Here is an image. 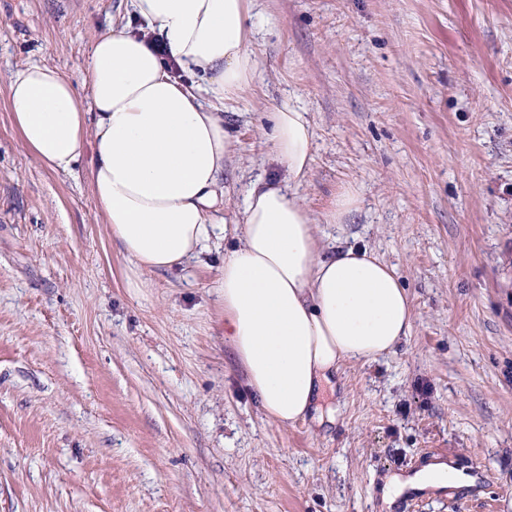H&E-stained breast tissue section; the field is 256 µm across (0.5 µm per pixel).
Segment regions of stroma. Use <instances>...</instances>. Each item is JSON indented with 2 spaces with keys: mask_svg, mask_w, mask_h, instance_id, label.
<instances>
[{
  "mask_svg": "<svg viewBox=\"0 0 512 512\" xmlns=\"http://www.w3.org/2000/svg\"><path fill=\"white\" fill-rule=\"evenodd\" d=\"M118 0H0V512H512V0H256L260 74L224 106L225 219L283 176L263 129L305 108L313 215L339 185L415 319L394 353L336 376L335 422L269 421L221 331L238 243L125 286L89 166L41 165L12 123L26 62L85 70ZM455 458L463 492L387 478Z\"/></svg>",
  "mask_w": 512,
  "mask_h": 512,
  "instance_id": "35a3bbf8",
  "label": "stroma"
}]
</instances>
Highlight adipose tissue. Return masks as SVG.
Segmentation results:
<instances>
[{
  "instance_id": "ef3b65f1",
  "label": "adipose tissue",
  "mask_w": 512,
  "mask_h": 512,
  "mask_svg": "<svg viewBox=\"0 0 512 512\" xmlns=\"http://www.w3.org/2000/svg\"><path fill=\"white\" fill-rule=\"evenodd\" d=\"M128 15L91 44L80 80L26 64L8 83L24 147L67 174L90 158L92 192L128 262L126 285L144 273L188 265L225 232L224 161L235 140L224 103L254 84L260 62L248 20L253 0H121ZM269 156L285 178L251 182L235 221L238 246L215 282L224 338L272 422L318 411L344 363H369L410 336L414 311L394 266L368 245L325 249L319 224L360 209L355 185L340 187L314 217L298 189L314 161L315 131L301 107L275 109ZM476 479L435 459L387 479L383 499L406 491L466 490Z\"/></svg>"
}]
</instances>
